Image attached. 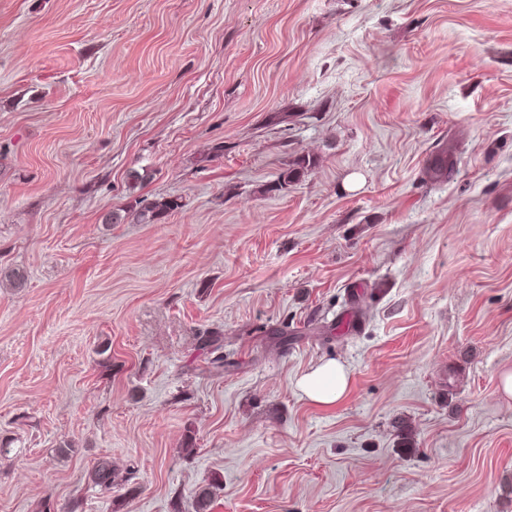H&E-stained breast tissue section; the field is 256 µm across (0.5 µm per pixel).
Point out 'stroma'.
<instances>
[{
	"mask_svg": "<svg viewBox=\"0 0 512 512\" xmlns=\"http://www.w3.org/2000/svg\"><path fill=\"white\" fill-rule=\"evenodd\" d=\"M0 269V512H512V0H0ZM182 207L183 205L180 198L174 196L150 201L147 199H139L136 201L135 208L131 206V209L129 210H122L124 215L116 211H112L111 213L104 215L103 223L121 224L128 218L132 217V220H136L139 223L151 224L161 221L167 216L177 212ZM348 380L346 368L335 360H329L301 376L297 386L309 401L329 405L343 397Z\"/></svg>",
	"mask_w": 512,
	"mask_h": 512,
	"instance_id": "stroma-1",
	"label": "stroma"
}]
</instances>
